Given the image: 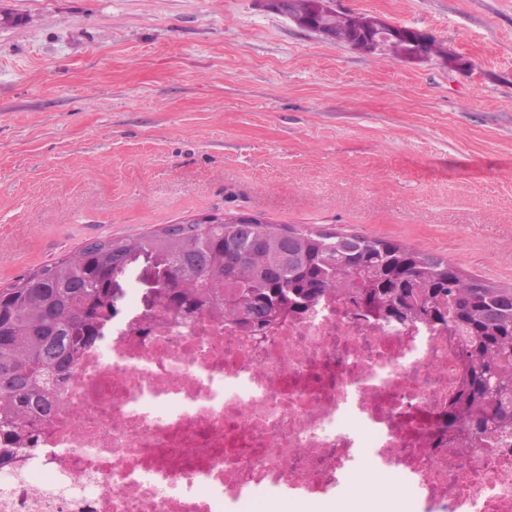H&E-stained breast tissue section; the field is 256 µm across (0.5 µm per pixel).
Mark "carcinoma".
Instances as JSON below:
<instances>
[{"label":"carcinoma","mask_w":512,"mask_h":512,"mask_svg":"<svg viewBox=\"0 0 512 512\" xmlns=\"http://www.w3.org/2000/svg\"><path fill=\"white\" fill-rule=\"evenodd\" d=\"M366 20L336 12V40L357 47ZM133 249L163 260L156 299L174 313L216 310L261 329L334 293L386 320L461 331L464 375L442 427L463 446L512 431V288L398 240L247 219L181 222L90 240L0 287V469L35 442L67 363L104 336L119 305L109 285Z\"/></svg>","instance_id":"cac0c4a2"}]
</instances>
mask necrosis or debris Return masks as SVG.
<instances>
[{
  "instance_id": "necrosis-or-debris-1",
  "label": "necrosis or debris",
  "mask_w": 512,
  "mask_h": 512,
  "mask_svg": "<svg viewBox=\"0 0 512 512\" xmlns=\"http://www.w3.org/2000/svg\"><path fill=\"white\" fill-rule=\"evenodd\" d=\"M264 334L126 303L57 382L0 512H231L260 488L332 497L365 448L422 512H512V438L462 448L440 431L460 335L333 294Z\"/></svg>"
}]
</instances>
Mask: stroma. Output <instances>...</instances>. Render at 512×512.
<instances>
[{
	"mask_svg": "<svg viewBox=\"0 0 512 512\" xmlns=\"http://www.w3.org/2000/svg\"><path fill=\"white\" fill-rule=\"evenodd\" d=\"M410 63L256 0H0V284L210 213L398 240L512 286V0H334ZM369 16L371 19V25L363 33V37L360 42L362 45L368 48L380 50L369 52L366 54L374 55L377 52L390 51L393 55L399 58L409 59V56L412 53V49L416 44H422L430 36H433L426 30H422L411 26L394 25L385 20L381 16ZM405 33H410L411 35H413V47L411 43L404 40L403 37H400V40H394L397 39L398 36L400 35L405 36ZM390 39L393 40L384 48H382L384 43Z\"/></svg>",
	"mask_w": 512,
	"mask_h": 512,
	"instance_id": "1",
	"label": "stroma"
}]
</instances>
